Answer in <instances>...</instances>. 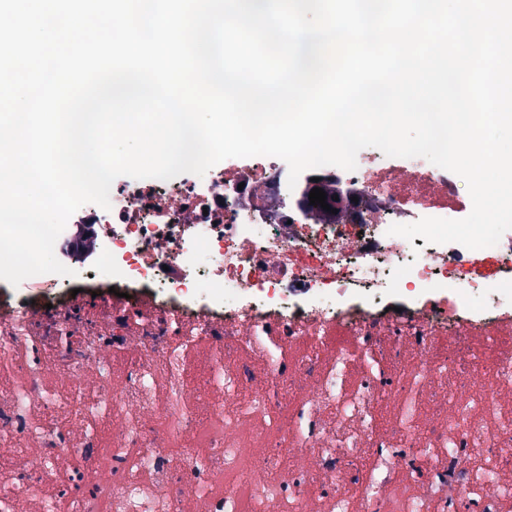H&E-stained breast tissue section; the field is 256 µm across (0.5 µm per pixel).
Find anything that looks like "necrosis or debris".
<instances>
[{
	"label": "necrosis or debris",
	"mask_w": 512,
	"mask_h": 512,
	"mask_svg": "<svg viewBox=\"0 0 512 512\" xmlns=\"http://www.w3.org/2000/svg\"><path fill=\"white\" fill-rule=\"evenodd\" d=\"M381 192L304 214L258 156L92 206L80 272L147 292L0 299V512H512V313Z\"/></svg>",
	"instance_id": "4bbe7bcc"
}]
</instances>
